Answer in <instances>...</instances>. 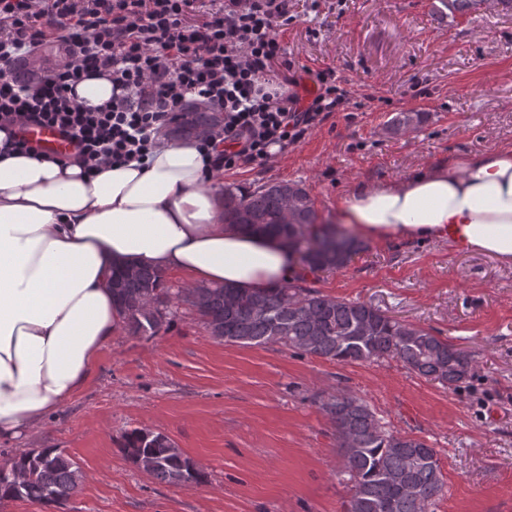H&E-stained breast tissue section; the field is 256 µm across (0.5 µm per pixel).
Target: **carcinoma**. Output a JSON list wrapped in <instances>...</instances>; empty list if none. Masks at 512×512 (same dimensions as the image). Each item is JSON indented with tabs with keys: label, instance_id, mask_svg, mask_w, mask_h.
Listing matches in <instances>:
<instances>
[{
	"label": "carcinoma",
	"instance_id": "carcinoma-1",
	"mask_svg": "<svg viewBox=\"0 0 512 512\" xmlns=\"http://www.w3.org/2000/svg\"><path fill=\"white\" fill-rule=\"evenodd\" d=\"M480 0H441L450 15L468 13ZM426 120L423 112H398L387 130L401 134ZM217 119L202 108L184 113L169 129L174 138H190L213 128ZM224 223L255 235L273 238L298 256L310 270L346 267L362 245L351 235L317 223L315 202L301 182L268 181L253 192L224 189ZM115 269L112 291L130 333L150 339L171 325L174 303L193 307L210 335L227 344L264 347L278 345L300 355L338 363L397 360L415 374L456 387L472 370L456 369L460 350L429 331L396 319L371 304L324 295L300 280L242 291L230 285L182 288L164 286L162 272L138 268L133 279ZM336 431L344 468L353 481L344 512H431L444 483L432 461L413 469L408 477L416 492L403 494L392 478L407 468L408 452L421 440L393 431L380 423L361 397L336 392L321 404ZM130 457L147 455L155 461L149 474L161 483L193 487L205 482L204 472L165 434L132 429L123 434ZM80 480L75 463L54 448L30 453L0 471V501L28 499L41 504L60 503Z\"/></svg>",
	"mask_w": 512,
	"mask_h": 512
}]
</instances>
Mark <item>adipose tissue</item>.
Returning a JSON list of instances; mask_svg holds the SVG:
<instances>
[{
	"label": "adipose tissue",
	"mask_w": 512,
	"mask_h": 512,
	"mask_svg": "<svg viewBox=\"0 0 512 512\" xmlns=\"http://www.w3.org/2000/svg\"><path fill=\"white\" fill-rule=\"evenodd\" d=\"M223 170L193 140L160 137L149 167L0 159V442L87 382L125 319L121 265L250 290L298 276L277 243L224 223ZM336 221L366 239L448 238L512 265V142L397 181L357 185Z\"/></svg>",
	"instance_id": "obj_1"
}]
</instances>
